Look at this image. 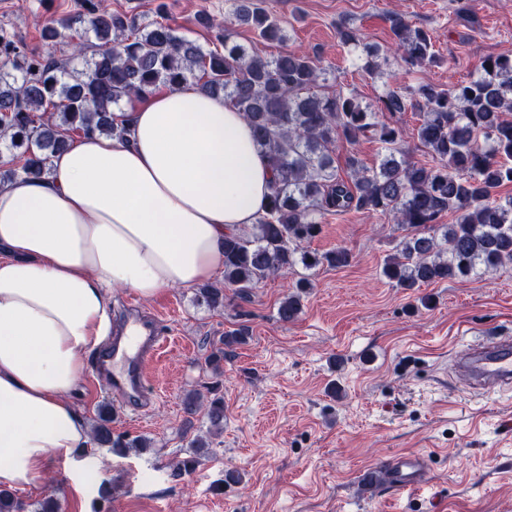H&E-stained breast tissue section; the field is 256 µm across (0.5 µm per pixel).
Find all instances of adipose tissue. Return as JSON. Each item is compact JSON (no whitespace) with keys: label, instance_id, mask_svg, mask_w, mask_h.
I'll return each mask as SVG.
<instances>
[{"label":"adipose tissue","instance_id":"ef3b65f1","mask_svg":"<svg viewBox=\"0 0 512 512\" xmlns=\"http://www.w3.org/2000/svg\"><path fill=\"white\" fill-rule=\"evenodd\" d=\"M73 140L47 177L0 185V489L69 466L89 430L70 394L112 332L114 287L148 299L213 280L224 238L264 212L272 173L223 97L167 86Z\"/></svg>","mask_w":512,"mask_h":512}]
</instances>
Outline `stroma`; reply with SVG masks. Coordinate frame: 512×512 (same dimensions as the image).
Returning a JSON list of instances; mask_svg holds the SVG:
<instances>
[{"instance_id":"obj_1","label":"stroma","mask_w":512,"mask_h":512,"mask_svg":"<svg viewBox=\"0 0 512 512\" xmlns=\"http://www.w3.org/2000/svg\"><path fill=\"white\" fill-rule=\"evenodd\" d=\"M141 21H164L203 49L210 32L200 14L221 19L232 0H108ZM285 27L282 44L262 42L246 25L236 42L265 58L317 51L324 85L366 103L406 84L445 89L470 81L488 56L512 55V0H266ZM82 0H0V26L27 49L43 50L41 26L57 15L84 25ZM398 12L430 32L436 64L406 71L393 51L388 17ZM346 22L387 62L367 74L336 37ZM312 249H347L344 267L302 268L265 279L223 310L198 288H166L149 299L112 291L113 322L125 304L155 310L171 343L148 370L158 401L148 412L116 416L112 432L144 439L147 450L116 454L94 446L78 501L64 465L53 466L17 496L55 498L59 512H512V392L479 396L455 374L456 352L472 330L512 329V265L466 279L392 287L381 275L405 230L363 210L321 219ZM311 288L298 319H277L280 301L300 276ZM247 326V343L227 350L221 376L205 365L226 333ZM220 381L224 429L188 414L185 397ZM210 452L190 475L171 463L191 440ZM401 453L424 457L427 478L412 493L366 486L363 471ZM239 471L240 483L224 482Z\"/></svg>"}]
</instances>
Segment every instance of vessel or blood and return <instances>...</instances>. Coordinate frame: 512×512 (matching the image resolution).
<instances>
[{
	"mask_svg": "<svg viewBox=\"0 0 512 512\" xmlns=\"http://www.w3.org/2000/svg\"><path fill=\"white\" fill-rule=\"evenodd\" d=\"M129 324L139 327L133 355H121L126 340L124 329H115L95 358V371L107 381L113 410L118 414L141 413L151 408L157 393L151 386L147 367L157 361L169 341L153 314L130 308ZM453 368L464 376L470 387L481 393L512 391V335L490 332L462 347L454 358ZM424 460L406 453L388 464L383 479L397 491H412L421 486Z\"/></svg>",
	"mask_w": 512,
	"mask_h": 512,
	"instance_id": "vessel-or-blood-1",
	"label": "vessel or blood"
}]
</instances>
